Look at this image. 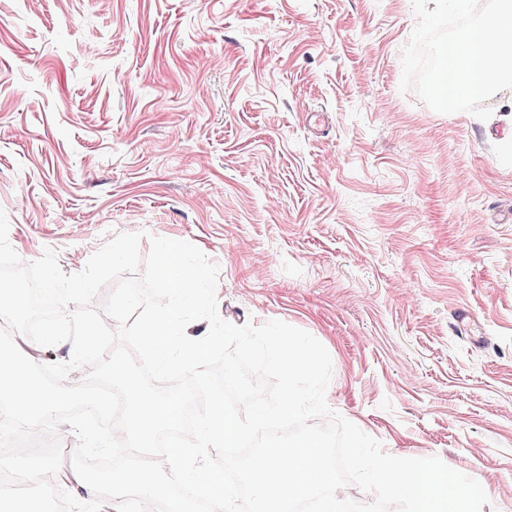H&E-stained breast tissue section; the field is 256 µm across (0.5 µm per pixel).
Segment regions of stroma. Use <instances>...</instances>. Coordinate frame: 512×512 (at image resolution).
<instances>
[{"label": "stroma", "mask_w": 512, "mask_h": 512, "mask_svg": "<svg viewBox=\"0 0 512 512\" xmlns=\"http://www.w3.org/2000/svg\"><path fill=\"white\" fill-rule=\"evenodd\" d=\"M411 0H0V210L68 274L196 245L223 320L328 350L329 407L512 512V90L401 93ZM66 165H59V158Z\"/></svg>", "instance_id": "35a3bbf8"}]
</instances>
